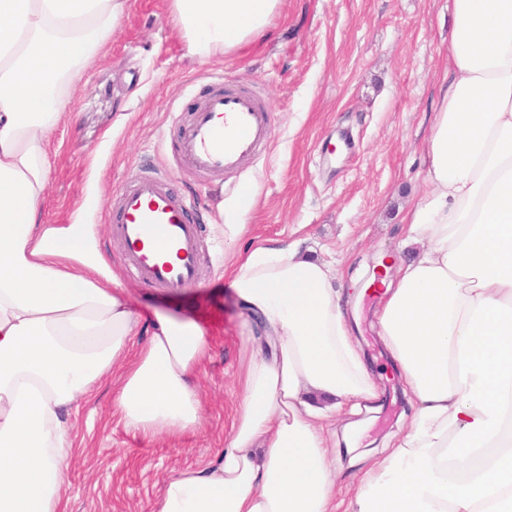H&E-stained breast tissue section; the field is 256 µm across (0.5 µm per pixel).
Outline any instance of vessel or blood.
<instances>
[{"mask_svg":"<svg viewBox=\"0 0 512 512\" xmlns=\"http://www.w3.org/2000/svg\"><path fill=\"white\" fill-rule=\"evenodd\" d=\"M274 117L248 87L205 94L180 134L177 150L192 168L212 175L238 171L273 138ZM114 221L132 274L178 292L199 280L198 226L192 205L155 173L137 174L120 195Z\"/></svg>","mask_w":512,"mask_h":512,"instance_id":"vessel-or-blood-1","label":"vessel or blood"}]
</instances>
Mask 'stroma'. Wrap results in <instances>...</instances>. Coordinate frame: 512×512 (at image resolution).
Listing matches in <instances>:
<instances>
[{"mask_svg": "<svg viewBox=\"0 0 512 512\" xmlns=\"http://www.w3.org/2000/svg\"><path fill=\"white\" fill-rule=\"evenodd\" d=\"M452 8L453 0H283L264 39L199 61L186 54L170 0H129L98 58L73 81L50 143L41 217L91 225L143 321L168 312L207 332L210 351L196 376L204 415L179 435L129 430L113 408L119 378H105L71 419L67 512H152L168 475L213 461L223 448L251 352L245 339L261 333L224 273L233 260L224 208L246 187L241 246L299 238L311 256L335 255L355 338L381 386L371 406L337 413L327 429L337 499L358 483L356 455L386 456L383 443L407 425L410 403L387 391L399 377L374 325L376 298L358 295L350 278L368 277L379 259L414 256L405 217L428 191L426 144ZM226 82L259 88L275 137L220 179L183 164L173 144L204 92ZM145 170L197 201L200 279L178 293L137 280L112 231L120 189Z\"/></svg>", "mask_w": 512, "mask_h": 512, "instance_id": "stroma-1", "label": "stroma"}]
</instances>
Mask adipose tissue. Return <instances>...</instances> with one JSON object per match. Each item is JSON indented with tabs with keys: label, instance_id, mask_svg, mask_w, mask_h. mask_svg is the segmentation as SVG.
Here are the masks:
<instances>
[{
	"label": "adipose tissue",
	"instance_id": "adipose-tissue-1",
	"mask_svg": "<svg viewBox=\"0 0 512 512\" xmlns=\"http://www.w3.org/2000/svg\"><path fill=\"white\" fill-rule=\"evenodd\" d=\"M282 0H171L190 56L264 37ZM128 0H0V512H65L70 419L119 373L144 433L197 428L203 328L140 317L82 224L42 223L49 141L73 79ZM449 79L409 215L410 263L381 267L380 337L414 400L345 508L325 426L377 395L330 262L299 240L248 248L234 293L263 334L214 462L174 471L152 512H512V0H453Z\"/></svg>",
	"mask_w": 512,
	"mask_h": 512
}]
</instances>
